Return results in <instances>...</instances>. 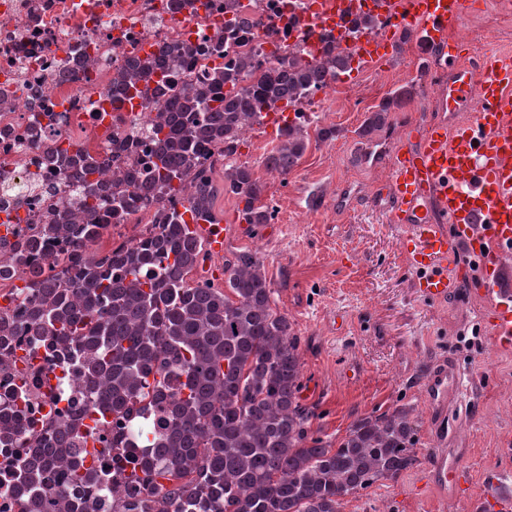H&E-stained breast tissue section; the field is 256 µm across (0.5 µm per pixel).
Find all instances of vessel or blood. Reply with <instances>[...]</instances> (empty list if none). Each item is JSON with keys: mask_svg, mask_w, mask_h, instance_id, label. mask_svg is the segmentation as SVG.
<instances>
[{"mask_svg": "<svg viewBox=\"0 0 512 512\" xmlns=\"http://www.w3.org/2000/svg\"><path fill=\"white\" fill-rule=\"evenodd\" d=\"M474 0H386L394 24L371 38L359 58L376 64L396 54L398 33L417 29L438 58L437 74L447 75L444 103L470 118L449 127L432 123L419 141L396 150L390 161V206L408 229L403 244L417 272L418 294L444 301L454 279L459 244H466L484 279L482 295L488 325L498 343L512 346V288L502 277V258L512 253V53L492 50L487 68L461 63V49L450 35L472 11ZM208 251H224L223 223L198 227ZM440 487L458 489L459 465L446 452L433 458Z\"/></svg>", "mask_w": 512, "mask_h": 512, "instance_id": "obj_1", "label": "vessel or blood"}]
</instances>
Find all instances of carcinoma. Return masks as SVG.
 Returning a JSON list of instances; mask_svg holds the SVG:
<instances>
[{
  "mask_svg": "<svg viewBox=\"0 0 512 512\" xmlns=\"http://www.w3.org/2000/svg\"><path fill=\"white\" fill-rule=\"evenodd\" d=\"M348 52L325 51L321 62L288 58L260 82L226 94L248 67L226 70L166 106L156 125L150 184L129 195L101 196L87 179L97 159L87 151H60L55 164L71 178L83 177L72 202L60 205L45 236L71 235L80 267L65 278L70 258L56 257L44 276L27 272L31 242L12 245V267L3 270L29 282L30 324L37 335L82 354L81 378L92 394L97 422L129 415L149 401L167 408L162 430L138 436L137 469L125 476V512H339L341 499L378 481L394 479L415 462L416 425L407 410L357 419L332 446L309 434L312 410L300 401L303 388L299 337L288 315L272 306L273 289L263 258L243 250L224 262V287L194 286L188 276L205 259L203 237L193 224L213 221L212 181L200 182L183 211L159 212L158 231L113 250L108 266L87 251L112 227V214L138 208L155 187L177 192L212 147L232 154L241 133L261 111L293 105L305 92L352 70ZM414 87L401 88L375 106L362 133L388 123ZM280 144L263 159L287 176L307 149L302 125L279 130ZM224 191L243 203L240 221L269 224L276 209L261 201L262 186L251 168L231 164ZM180 379L177 387L170 376ZM65 423L51 426L52 448L38 451L23 468L13 492L25 512H43L46 497L57 512H93V499L73 504L71 487L52 481L50 461L65 464L84 493L106 487L105 474L83 468L73 455Z\"/></svg>",
  "mask_w": 512,
  "mask_h": 512,
  "instance_id": "carcinoma-1",
  "label": "carcinoma"
}]
</instances>
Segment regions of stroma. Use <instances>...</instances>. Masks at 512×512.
<instances>
[{
	"label": "stroma",
	"mask_w": 512,
	"mask_h": 512,
	"mask_svg": "<svg viewBox=\"0 0 512 512\" xmlns=\"http://www.w3.org/2000/svg\"><path fill=\"white\" fill-rule=\"evenodd\" d=\"M422 61L412 41L393 60L342 76L319 104L307 128L309 146L288 176L262 164L277 135L246 137L237 161L252 168L276 217L249 231L237 220L234 196L222 189L223 172H216L213 210L223 216L228 237L223 254L209 256L190 276L194 284L209 282L239 251L260 253L274 304L301 340V397L314 413L313 436L333 444L360 417L412 409L413 466L344 496L340 512H475L493 481L512 494V458L504 456L512 448V349L488 329L489 310L467 250L457 254L445 302L418 296L402 242L406 227L388 207L391 153L379 141L392 135L404 143L444 118L432 108ZM408 85L415 94L403 111L391 113L388 127L372 138L362 137L369 108ZM465 118L453 112L444 119L454 126ZM321 128L334 129L335 137L319 140ZM443 368L448 399L440 407L426 387ZM437 447L460 461L468 490L435 485Z\"/></svg>",
	"instance_id": "1"
}]
</instances>
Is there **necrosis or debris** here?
<instances>
[{
  "label": "necrosis or debris",
  "mask_w": 512,
  "mask_h": 512,
  "mask_svg": "<svg viewBox=\"0 0 512 512\" xmlns=\"http://www.w3.org/2000/svg\"><path fill=\"white\" fill-rule=\"evenodd\" d=\"M331 0H0V261L17 238L34 241L36 263L66 253L63 240L42 237L53 207L75 194L49 152L86 150L105 192L128 194L145 178L154 146L151 130L166 103L212 73L248 58L259 79L289 54L321 56L325 41L356 51L347 20L330 19ZM172 61L164 98L120 96L114 83L138 65ZM154 190L120 224H148L156 209L182 210L186 193ZM29 289L0 278L1 426L21 434L23 448L0 445V512H21L12 487L44 431L68 423L72 446L87 468L110 469L112 425L94 424L91 395L80 379L81 358L34 341L25 329Z\"/></svg>",
  "instance_id": "4bbe7bcc"
}]
</instances>
